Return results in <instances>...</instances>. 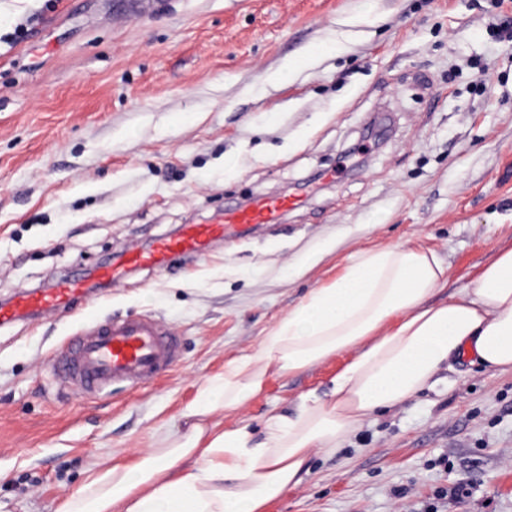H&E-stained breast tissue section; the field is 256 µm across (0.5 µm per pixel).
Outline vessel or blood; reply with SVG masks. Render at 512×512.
I'll list each match as a JSON object with an SVG mask.
<instances>
[{"instance_id": "1", "label": "vessel or blood", "mask_w": 512, "mask_h": 512, "mask_svg": "<svg viewBox=\"0 0 512 512\" xmlns=\"http://www.w3.org/2000/svg\"><path fill=\"white\" fill-rule=\"evenodd\" d=\"M297 204L296 197L285 194L255 198L225 211L218 223L184 225L176 235L161 238L148 249L128 246L121 262L100 266L95 278L116 285L135 269L164 270L184 258L205 257L214 243L224 239L229 227L247 229L274 223ZM89 299L88 281L83 277L64 279L52 288L22 289L0 303V325L67 313ZM179 356V335L153 316L102 321L90 314L82 329L52 351L49 368L62 388L83 397L105 392L116 382L141 388L171 370Z\"/></svg>"}]
</instances>
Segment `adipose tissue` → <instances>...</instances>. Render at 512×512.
I'll return each mask as SVG.
<instances>
[{"mask_svg": "<svg viewBox=\"0 0 512 512\" xmlns=\"http://www.w3.org/2000/svg\"><path fill=\"white\" fill-rule=\"evenodd\" d=\"M434 248L391 244L354 253L331 283L311 289L267 331L201 384L172 429L130 462L95 463L59 512H265L301 483L314 453L333 454L368 418L411 401L454 356L512 370V248L468 284L449 288ZM448 290L447 300L432 297ZM350 360L325 389L301 394L260 428L240 413L269 379Z\"/></svg>", "mask_w": 512, "mask_h": 512, "instance_id": "adipose-tissue-1", "label": "adipose tissue"}]
</instances>
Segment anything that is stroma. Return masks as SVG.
I'll list each match as a JSON object with an SVG mask.
<instances>
[{
	"label": "stroma",
	"mask_w": 512,
	"mask_h": 512,
	"mask_svg": "<svg viewBox=\"0 0 512 512\" xmlns=\"http://www.w3.org/2000/svg\"><path fill=\"white\" fill-rule=\"evenodd\" d=\"M113 2L0 0V300L259 196L301 203L204 259L94 288L98 316L149 313L181 336L174 369L140 390L52 382L81 310L0 326V512H57L89 464L147 451L357 250L423 243L454 288L512 246V38L497 26L512 0ZM324 42L335 52L304 59ZM287 58L300 66L270 82ZM346 360L272 380L243 418L288 411ZM267 512H512V372L463 354L315 455Z\"/></svg>",
	"instance_id": "35a3bbf8"
}]
</instances>
